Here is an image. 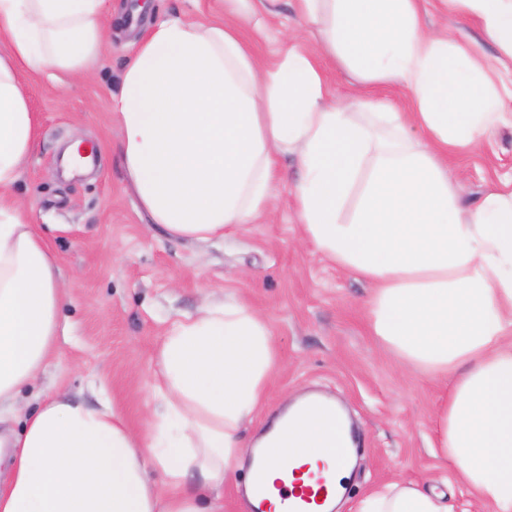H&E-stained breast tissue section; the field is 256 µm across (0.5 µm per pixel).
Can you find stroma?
I'll list each match as a JSON object with an SVG mask.
<instances>
[{
  "instance_id": "1",
  "label": "stroma",
  "mask_w": 512,
  "mask_h": 512,
  "mask_svg": "<svg viewBox=\"0 0 512 512\" xmlns=\"http://www.w3.org/2000/svg\"><path fill=\"white\" fill-rule=\"evenodd\" d=\"M424 23L455 36L478 35L475 19L420 0ZM137 0H108L110 44L81 81L30 82L39 137L14 187L33 206V222L66 283V302L52 359L22 401L36 407L61 391L92 408L110 404L138 434L150 428L156 354L171 319L196 314L203 298L220 302L232 290L269 321L279 364L248 433L271 419L285 399L317 391L341 402L356 428L357 464L339 512H358L370 492L401 481L447 492L455 512H491L472 503L463 486L445 485L432 416L443 394L438 383L402 366L371 336L369 281L300 245L290 188L299 176L295 157L281 156L272 185L274 207L260 222L228 230L223 239L187 241L153 223L129 183L113 127L110 95L142 35L146 18ZM302 27L295 0L275 14L258 12L239 28L255 53L276 65L289 47L313 51L314 39L289 44ZM328 98L371 97L407 111V91L395 84L355 79L331 57L320 61ZM81 135L96 148L89 174L64 177L66 143ZM449 166L460 176L463 201L475 203L512 174V128L498 129Z\"/></svg>"
}]
</instances>
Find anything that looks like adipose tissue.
I'll list each match as a JSON object with an SVG mask.
<instances>
[{"label": "adipose tissue", "mask_w": 512, "mask_h": 512, "mask_svg": "<svg viewBox=\"0 0 512 512\" xmlns=\"http://www.w3.org/2000/svg\"><path fill=\"white\" fill-rule=\"evenodd\" d=\"M512 57V0H447ZM317 53L289 49L269 67L236 25L202 17L151 26L111 96L122 164L153 223L175 238H220L261 221L277 158L294 155L302 240L371 282L373 336L402 363L448 384L433 414L437 446L474 502L512 512V177L474 204L442 160L512 121L497 65L471 37L425 26L418 0H297ZM105 0H0V431L9 479L0 512H221L248 461L246 502L263 473L270 512H288L284 470L332 489L351 473L318 398L298 401L254 442L278 353L267 319L234 293L170 321L158 351L154 429L138 435L110 403L91 409L22 392L58 355L64 285L12 189L38 118L24 75L82 79L103 45ZM405 88L412 108L328 102L319 57ZM360 193L351 217L344 207ZM156 465L163 483L152 480ZM201 484L185 489L190 471ZM358 512H453L414 482L366 495Z\"/></svg>", "instance_id": "adipose-tissue-1"}]
</instances>
